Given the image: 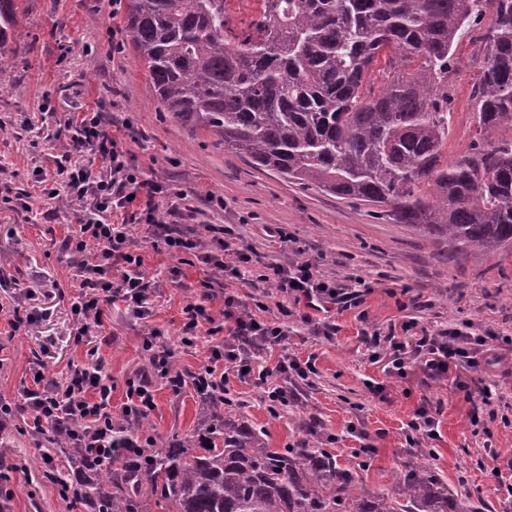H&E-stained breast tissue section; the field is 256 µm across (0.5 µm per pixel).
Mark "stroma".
<instances>
[{
	"label": "stroma",
	"mask_w": 512,
	"mask_h": 512,
	"mask_svg": "<svg viewBox=\"0 0 512 512\" xmlns=\"http://www.w3.org/2000/svg\"><path fill=\"white\" fill-rule=\"evenodd\" d=\"M124 7L111 0H29L19 17L23 42L0 81V258L10 282L0 289V400L22 405L36 354H43L54 377L89 353L102 358L112 376V413L120 415L127 383L149 369L145 340L175 351L183 375L207 363L211 346L223 333L198 330L201 343H181L182 309L201 293L207 308L219 316L225 294L247 306L261 301L276 306L275 291L259 281L266 264L292 260L310 262L325 278L340 284L360 279L359 306L325 313L335 324L332 336L318 334L303 322L307 309L297 305L288 336L267 355L269 365L284 357H314L316 375L308 381L278 376L292 394L287 407L270 413L261 387L231 379L227 398L252 427L264 430L274 448L293 447L300 435L299 417L310 419L317 433L336 434L331 447L337 465L361 477L373 490L394 494L392 476L413 464L428 462L447 486L458 512H512V428L482 416L470 423L471 404L451 384H439L414 370L406 377L389 374L391 349L381 343L370 353L365 336L395 334L413 345L420 330L434 334L447 326L480 335L512 336V254L475 253L459 261L446 256L411 228L393 223L382 207L341 199L276 174L253 168L227 151L219 137L174 121L158 102L123 27ZM479 30L465 33L448 75L452 118L448 158L464 156L474 139L473 101L479 55ZM49 112H42L43 103ZM103 106L104 118L117 133H128L134 164L147 176L189 192L191 224H231L243 246L254 248L260 263L243 270L241 278L224 279L207 271L193 254L173 259L145 240L143 225L129 227L130 247L144 258V273L154 286L149 317L137 318L119 299L105 305V344L91 349L74 340L75 323L69 300L74 293L73 267L66 264L61 242L77 222L76 207L58 208L41 196L33 170L56 146L46 135L63 133L67 113ZM29 192L28 207L9 197V190ZM223 198V206L209 195ZM273 224L287 225L289 239L266 233ZM43 286L38 309L48 310L19 336L10 338L6 310L14 294L31 282ZM416 328L403 330L407 321ZM384 384L373 393L369 382ZM155 406L148 415L156 438L171 432L188 434L205 420L208 405L192 388L173 392L167 380L154 379ZM441 408L437 439L409 447L403 429L419 406ZM356 434H349L348 426ZM9 489L13 512H68L53 489L32 503L28 479L13 475Z\"/></svg>",
	"instance_id": "1"
}]
</instances>
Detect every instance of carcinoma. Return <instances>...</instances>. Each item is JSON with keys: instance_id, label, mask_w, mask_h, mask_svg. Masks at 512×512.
I'll return each instance as SVG.
<instances>
[{"instance_id": "obj_1", "label": "carcinoma", "mask_w": 512, "mask_h": 512, "mask_svg": "<svg viewBox=\"0 0 512 512\" xmlns=\"http://www.w3.org/2000/svg\"><path fill=\"white\" fill-rule=\"evenodd\" d=\"M28 0H0V68ZM470 151L448 161V70L481 26ZM124 23L164 110L218 136L260 169L386 215L456 259L512 251V0H266L247 34L227 33L224 0H126ZM16 462L0 436V483L38 468L84 512H459L427 464L378 496L322 448H271L209 400L192 435L158 442L144 417L107 448L50 426Z\"/></svg>"}]
</instances>
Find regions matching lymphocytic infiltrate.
Instances as JSON below:
<instances>
[{
    "instance_id": "1",
    "label": "lymphocytic infiltrate",
    "mask_w": 512,
    "mask_h": 512,
    "mask_svg": "<svg viewBox=\"0 0 512 512\" xmlns=\"http://www.w3.org/2000/svg\"><path fill=\"white\" fill-rule=\"evenodd\" d=\"M64 126L65 151L54 158L52 165L40 166L39 172L47 198L64 193L80 207L78 222L63 243L79 282L78 294L71 302L77 338L98 335L102 301L118 297L140 315L149 313L143 257L128 248L129 224L146 226L154 250L164 251L175 259L185 253L194 254L203 266L227 279L239 278L242 268L252 264L254 250L239 248L229 227L208 224L201 230L178 228L177 203L185 199V192L172 190L168 184L141 172L124 138L112 132L102 112L69 113ZM76 153L88 155V163L73 161ZM165 199L173 200L174 205L164 212L160 203ZM271 270L276 293L304 302L310 309L319 310L329 304L347 309L361 300L358 291L318 275L310 263L275 264ZM278 311L284 315L288 308L282 305ZM222 316L228 336L221 345L212 347L207 366L191 378L177 377L171 373V353L155 350L149 358L150 376L167 379L176 391L185 383H192L200 394L206 395L224 393L229 375H243L266 387L270 402L287 403V390L269 385V377L279 372L308 380L314 371L312 362L294 358L280 361L272 368L260 366L259 361L269 347L286 336L278 317L254 314L233 294L225 295ZM500 345L511 346L512 337L465 336L454 327L435 334L425 332L407 353L398 341H391V368L401 377L414 367L430 380H452L456 390L468 397L475 391L463 379V371L488 366ZM150 376L129 381L124 411L145 415L153 409ZM24 396L33 423L41 426L46 420H54L64 432L82 433L87 445L100 447L98 432L112 428V378L102 359L70 364L61 382L47 376L33 377Z\"/></svg>"
}]
</instances>
